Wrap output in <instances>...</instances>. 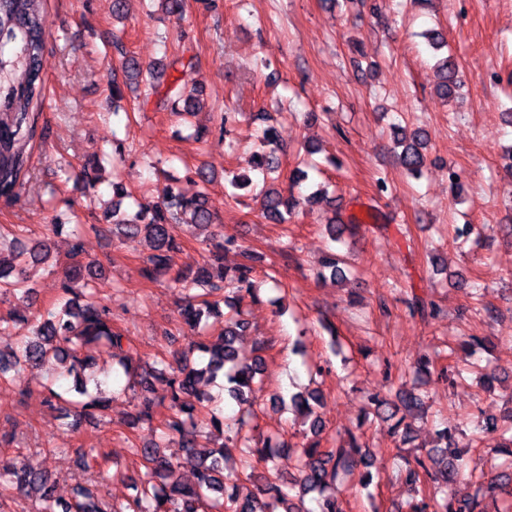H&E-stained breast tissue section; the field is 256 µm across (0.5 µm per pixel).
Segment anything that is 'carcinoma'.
I'll return each mask as SVG.
<instances>
[{
    "label": "carcinoma",
    "mask_w": 512,
    "mask_h": 512,
    "mask_svg": "<svg viewBox=\"0 0 512 512\" xmlns=\"http://www.w3.org/2000/svg\"><path fill=\"white\" fill-rule=\"evenodd\" d=\"M50 22L44 0H0V198L7 201L19 197L26 179L30 177V153L27 146L35 132L36 109L44 99V51L50 36ZM194 58L174 55L168 62L143 68L127 58L122 62L124 81L149 76L151 94L158 96L157 106L188 119L195 116L203 90L195 98L183 97L179 79L159 91L161 78L166 70L192 69ZM439 82L436 91L444 99L455 96L460 82L456 80L457 64L450 56L440 59L437 65ZM401 135L397 144L402 147L397 155L400 165L414 178L420 177L424 164L426 138L420 129L407 131L397 126ZM278 144L277 130L273 126L263 129L259 136V151L252 158L251 170L267 180L268 174L279 167L274 146ZM202 183L191 197L170 188L161 201L136 202L137 211L128 216L120 214V204L112 208V223L130 233H142L148 239L152 253L146 259L145 276L154 280L171 270L172 254L181 248L177 228L188 225L207 228L215 224L216 213L211 204L206 184L210 176L202 169L196 172ZM253 182L248 174H234L227 180L231 191L225 192L230 200L239 198V191ZM261 216L276 223H284L300 207L301 201L315 199L314 192L304 199L292 190L282 191L264 186L260 191ZM52 233H65L71 240L75 262L62 275L59 288L68 299L59 307H51L39 314L31 335L20 336L9 352L0 350V383L17 384L24 372L45 363H55L63 376L76 377L74 391L77 397L66 399L53 389H48L45 402L53 406L62 401L67 404L72 417L70 428L75 430L86 422L104 421L112 396L94 382L95 392L88 388L89 380L81 379L90 368L97 353H105L123 370L136 379V384L146 392L138 405L135 421L151 423L155 398L153 391L155 371L138 370L132 366L128 355L129 339L114 326L112 310L98 296L94 280L103 273L97 260L81 259L83 238L98 232L96 224H52ZM239 247L233 236L222 232L212 235L208 247V263L200 267L188 289L196 293L187 297L179 311L182 325L196 336L191 351L201 352L206 362L198 365L183 353L167 367L166 393L168 415L165 417L160 439L141 450L143 471L134 488L137 491L129 504L130 512H306L301 500L316 493L321 498L320 512H343L336 498L326 495V490L336 480L339 470H352L359 460L352 451L359 448L355 435H349L352 450L338 448L322 451L319 442H311L295 458L298 479L290 482L284 475L290 458L281 449L288 447L281 435L271 433L262 438L261 446L249 445L250 437L244 428L250 426L246 413L234 422L209 411L208 424L219 433H227L218 448H201L190 439L197 427L194 414L206 408L213 397L199 389L206 381H215L218 375L230 384L228 395L240 404H253V394L261 389L257 380L256 363L260 356L247 358L236 349L238 336L249 330L243 318V307L255 300V262L259 256L247 249L241 250L242 262L224 267V251ZM51 257V239L44 238L30 244L23 239L18 225H0V295H11L27 301L33 288L29 287L25 271L31 264H44ZM295 410L309 425L315 437L324 428L319 412L323 399L318 391L300 393L291 398ZM179 451L199 457L194 482L187 484L178 474L179 462L162 452L170 445ZM451 447L448 429L434 432V446L424 458L404 459L405 480L421 484L435 477L444 482L457 478L468 465L466 452ZM245 459V470L231 478L224 475V463L236 457ZM262 468L263 487L259 493H245L238 481L250 479L257 468ZM13 490L40 503L39 512H112L96 489V482L78 485L72 489L71 498L62 501L55 496L54 484L49 477L30 465L18 467L9 460L0 459V512H10L5 492Z\"/></svg>",
    "instance_id": "cac0c4a2"
}]
</instances>
